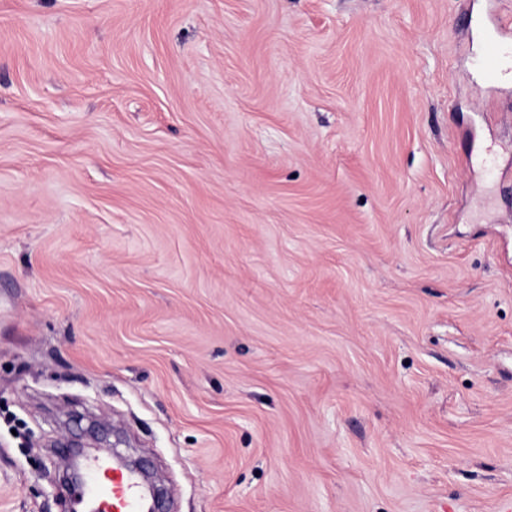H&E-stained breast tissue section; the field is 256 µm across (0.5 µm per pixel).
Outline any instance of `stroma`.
<instances>
[{
	"label": "stroma",
	"mask_w": 512,
	"mask_h": 512,
	"mask_svg": "<svg viewBox=\"0 0 512 512\" xmlns=\"http://www.w3.org/2000/svg\"><path fill=\"white\" fill-rule=\"evenodd\" d=\"M512 0H0V512L122 441L159 512L512 503Z\"/></svg>",
	"instance_id": "obj_1"
}]
</instances>
